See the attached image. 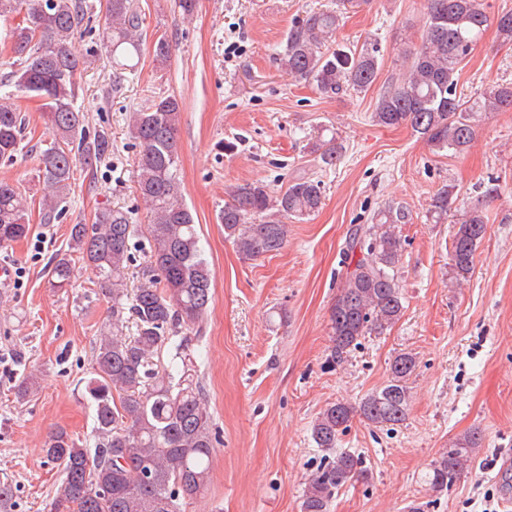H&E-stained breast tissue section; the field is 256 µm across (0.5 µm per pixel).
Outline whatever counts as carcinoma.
<instances>
[{
	"label": "carcinoma",
	"instance_id": "cac0c4a2",
	"mask_svg": "<svg viewBox=\"0 0 512 512\" xmlns=\"http://www.w3.org/2000/svg\"><path fill=\"white\" fill-rule=\"evenodd\" d=\"M110 17L107 52L124 67L142 52L141 14L135 0H106ZM24 15L12 31L14 53L23 65L3 77L4 85L42 101L57 138L41 152V222L52 224L64 213L77 163L91 169L111 152L105 131H86L85 115L75 106L74 74L90 63L75 48L89 19L85 0H0V19ZM339 15L311 9L288 29L283 61L288 73L312 80L326 96L347 90L361 93L376 81L381 55L378 44L361 49L332 47ZM491 35L512 43V9L492 17L485 0H428L421 44L406 59L402 76L381 94L373 121L381 126L408 125L433 149L461 154L475 138L484 112L512 110V83H494L471 101L458 92L459 66L474 46ZM181 102L160 97L128 122L140 147L136 158L137 190L151 211L150 250L141 268L140 285L127 288L130 241L137 233L125 212L101 213L92 224H73L70 252L95 272L97 285L112 300V320L100 337L85 390L95 406L94 446L79 443L64 429L51 433L45 455L62 473L50 512H185L187 503L204 494L210 481L216 445L211 415L200 382L176 367L159 370L152 359L175 337L204 318L212 300L214 271L202 258L191 211L179 201L177 181ZM25 123L15 92L0 97V160L19 150ZM312 153L322 167L341 159L342 147L315 141ZM218 214L224 235L242 258L251 260L281 250L288 238L285 220L305 218L322 205L321 181L300 178L278 195L262 183L237 185ZM453 190L441 188L429 210L432 220L448 218ZM410 212L388 203L371 223L350 232L347 267L331 308L330 361L341 364L373 329L395 324L403 314L396 268L402 244L398 225ZM452 262L457 282L473 271L474 253L486 234L478 207L464 209L456 221ZM29 214L18 187L0 181V247L26 238ZM74 275L72 258L56 257L51 286L65 288ZM133 320L136 332L123 333ZM416 367L409 353L395 357L389 383L358 405L333 403L318 413L311 437L328 462L312 474L303 492L301 512H328L334 494L368 479L363 461L336 450L340 433L354 415L377 426L403 424L410 407L406 381ZM484 438L477 430L458 438L429 464L425 483L433 492L448 490L469 466Z\"/></svg>",
	"mask_w": 512,
	"mask_h": 512
}]
</instances>
